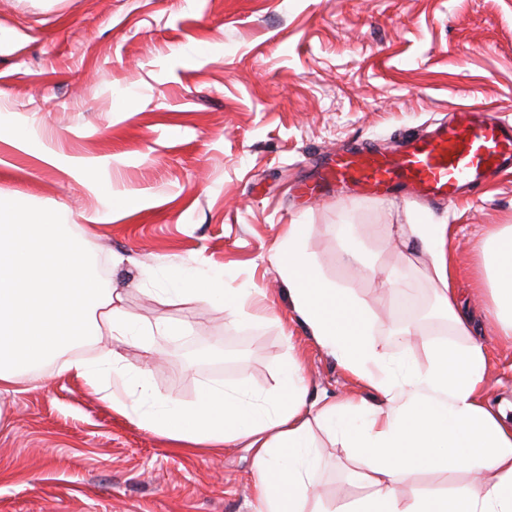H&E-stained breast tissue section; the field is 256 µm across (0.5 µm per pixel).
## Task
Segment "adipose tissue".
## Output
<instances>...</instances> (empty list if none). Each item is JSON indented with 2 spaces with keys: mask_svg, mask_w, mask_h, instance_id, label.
Here are the masks:
<instances>
[{
  "mask_svg": "<svg viewBox=\"0 0 512 512\" xmlns=\"http://www.w3.org/2000/svg\"><path fill=\"white\" fill-rule=\"evenodd\" d=\"M305 225H289L275 259L299 319L317 344L380 397L379 404L309 403V386L295 356L281 367L282 386L256 399L243 385L205 382L189 406L155 395L145 369L123 363L113 346L134 341L139 323L124 306L121 288L103 281L90 244L92 227L67 213L34 214L26 198L0 197V393L46 361L63 357L61 373L97 385L109 377L115 411L179 448H219L244 441L254 448L253 481L261 512H305L315 497L319 451L313 427L351 449L371 486L369 495L333 512H512V426L501 422L481 393L487 356L470 337L471 325L450 286L453 255L444 224H402L401 241L428 257L440 313L461 347L437 346L430 369L392 357L371 341L374 321L353 289L324 281L303 247ZM474 287L488 291L497 333L512 341V225H493L477 250ZM171 294H191L242 313L253 290L228 288L220 273L185 270ZM99 346L91 359L77 348ZM483 474L445 495L402 499L399 487L422 471Z\"/></svg>",
  "mask_w": 512,
  "mask_h": 512,
  "instance_id": "obj_1",
  "label": "adipose tissue"
}]
</instances>
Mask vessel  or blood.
Here are the masks:
<instances>
[{
	"instance_id": "1",
	"label": "vessel or blood",
	"mask_w": 512,
	"mask_h": 512,
	"mask_svg": "<svg viewBox=\"0 0 512 512\" xmlns=\"http://www.w3.org/2000/svg\"><path fill=\"white\" fill-rule=\"evenodd\" d=\"M512 173V122L475 106L460 107L452 122L426 136H410L399 150L368 146L337 153L315 166L308 194L365 195L378 199L411 192L429 203L453 201L459 190Z\"/></svg>"
}]
</instances>
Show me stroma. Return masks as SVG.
<instances>
[{
  "label": "stroma",
  "instance_id": "1",
  "mask_svg": "<svg viewBox=\"0 0 512 512\" xmlns=\"http://www.w3.org/2000/svg\"><path fill=\"white\" fill-rule=\"evenodd\" d=\"M462 104L512 116V0H0V116L37 131L22 149L0 139V193L79 224L102 214L100 270L145 331L114 350L177 403L195 402L205 381L271 395L291 353L311 396L378 403L293 309L274 259L292 224L306 225L323 279L353 287L370 311L378 348L425 370L434 346L465 345L436 309L426 258L386 232L420 215L451 227V286L486 347L483 398L512 403V345L494 334L488 294L472 290L481 236L512 224V176L433 207L300 188L316 159L360 143L391 151ZM82 163L98 187L79 181ZM102 188L119 207L105 211ZM340 224L360 227L362 260L411 288L410 301L351 280L336 260ZM186 268L258 293L235 318L150 296ZM410 314L412 336L395 340L390 319ZM58 369L0 396V512H255L246 443L173 447ZM315 443L324 506L370 494L348 449L320 431Z\"/></svg>",
  "mask_w": 512,
  "mask_h": 512
}]
</instances>
